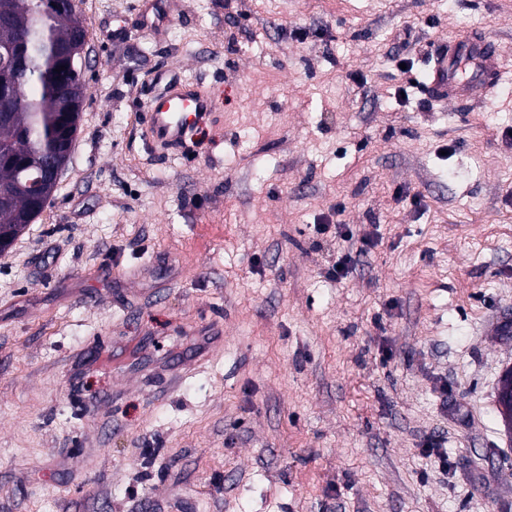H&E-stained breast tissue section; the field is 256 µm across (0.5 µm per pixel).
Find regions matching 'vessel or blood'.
<instances>
[{
	"label": "vessel or blood",
	"mask_w": 512,
	"mask_h": 512,
	"mask_svg": "<svg viewBox=\"0 0 512 512\" xmlns=\"http://www.w3.org/2000/svg\"><path fill=\"white\" fill-rule=\"evenodd\" d=\"M503 52L485 34L449 38L433 57L427 88L432 98L463 104L477 92L488 91L502 78ZM213 95L177 79L169 80L160 95L150 99L141 116L146 141L174 151L183 150L212 118Z\"/></svg>",
	"instance_id": "obj_1"
}]
</instances>
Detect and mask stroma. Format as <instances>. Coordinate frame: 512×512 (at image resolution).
<instances>
[{
    "label": "stroma",
    "instance_id": "1",
    "mask_svg": "<svg viewBox=\"0 0 512 512\" xmlns=\"http://www.w3.org/2000/svg\"><path fill=\"white\" fill-rule=\"evenodd\" d=\"M141 3L77 0L75 148L0 255V512H512V0ZM471 29L500 84L426 97ZM162 68L217 100L176 155Z\"/></svg>",
    "mask_w": 512,
    "mask_h": 512
}]
</instances>
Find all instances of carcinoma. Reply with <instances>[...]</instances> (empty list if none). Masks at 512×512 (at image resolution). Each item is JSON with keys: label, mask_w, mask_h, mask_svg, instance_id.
Segmentation results:
<instances>
[{"label": "carcinoma", "mask_w": 512, "mask_h": 512, "mask_svg": "<svg viewBox=\"0 0 512 512\" xmlns=\"http://www.w3.org/2000/svg\"><path fill=\"white\" fill-rule=\"evenodd\" d=\"M74 25L69 14L41 11L40 0H0V56L20 40L37 46L35 56L4 86L9 107H0V238L12 242L17 227L33 223L56 189L49 185L42 196H33L27 182L35 171L21 163L59 149L64 130L79 129L64 101L85 99L88 86L81 66L59 57L61 46L74 37Z\"/></svg>", "instance_id": "obj_1"}]
</instances>
